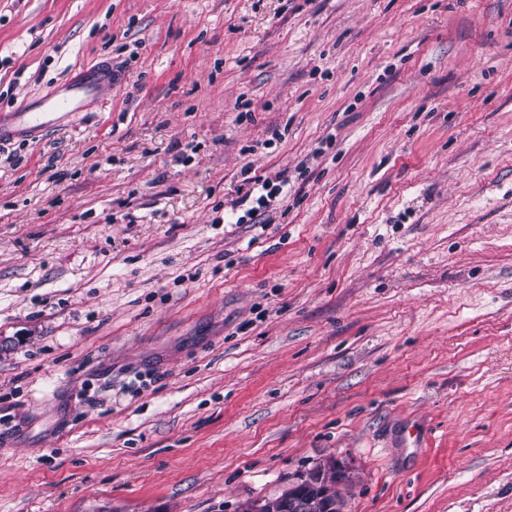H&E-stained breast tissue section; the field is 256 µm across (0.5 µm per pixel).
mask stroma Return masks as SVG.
<instances>
[{
    "mask_svg": "<svg viewBox=\"0 0 512 512\" xmlns=\"http://www.w3.org/2000/svg\"><path fill=\"white\" fill-rule=\"evenodd\" d=\"M98 62L0 141V512H512V0H0V114ZM112 68L89 66L71 76L51 94L32 100L6 120H0V140L33 130L53 127L62 119H72L95 101L112 92ZM249 180H253V192L256 190L260 193L257 198L259 206L264 207L273 197L276 198V195L280 193V189L286 185L287 181L281 173L276 174L274 178L254 176L250 177ZM327 468L332 470L335 474L326 475L324 474L322 478H320V473H316V478L311 479L306 485L304 491L306 492V496H303L300 493L299 487L303 485V480L305 476L299 479V481L293 484L290 487L289 493L283 497L287 492L288 488L284 489L278 496L268 499H262L265 501L277 500L281 497L278 502L270 503L268 505H264L262 502L257 504L252 512H310L309 510L312 508L313 504L315 506V510L313 512H336V510L341 511V506L339 505L337 498L340 500L341 505L343 506V496L341 493V487L336 489L337 481L344 477H350L347 470L339 465H336L334 462L327 463ZM311 500H309V499ZM256 500L252 502H247L243 509V512H250L251 505L255 502L262 501ZM314 502H313V501ZM336 508L330 509L329 507Z\"/></svg>",
    "mask_w": 512,
    "mask_h": 512,
    "instance_id": "obj_1",
    "label": "stroma"
}]
</instances>
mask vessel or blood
<instances>
[{"mask_svg": "<svg viewBox=\"0 0 512 512\" xmlns=\"http://www.w3.org/2000/svg\"><path fill=\"white\" fill-rule=\"evenodd\" d=\"M112 80L111 69L99 66L81 69L51 94L32 100L0 121V139L43 130L76 117L111 92Z\"/></svg>", "mask_w": 512, "mask_h": 512, "instance_id": "vessel-or-blood-1", "label": "vessel or blood"}]
</instances>
